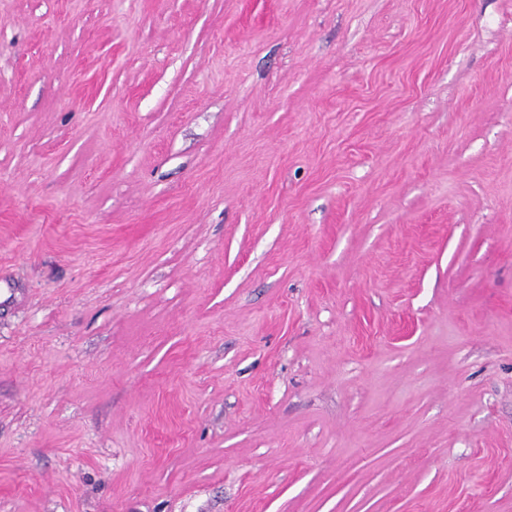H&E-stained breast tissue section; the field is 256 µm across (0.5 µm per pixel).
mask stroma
Returning <instances> with one entry per match:
<instances>
[{
  "instance_id": "obj_1",
  "label": "stroma",
  "mask_w": 512,
  "mask_h": 512,
  "mask_svg": "<svg viewBox=\"0 0 512 512\" xmlns=\"http://www.w3.org/2000/svg\"><path fill=\"white\" fill-rule=\"evenodd\" d=\"M0 512H512V0H0Z\"/></svg>"
}]
</instances>
